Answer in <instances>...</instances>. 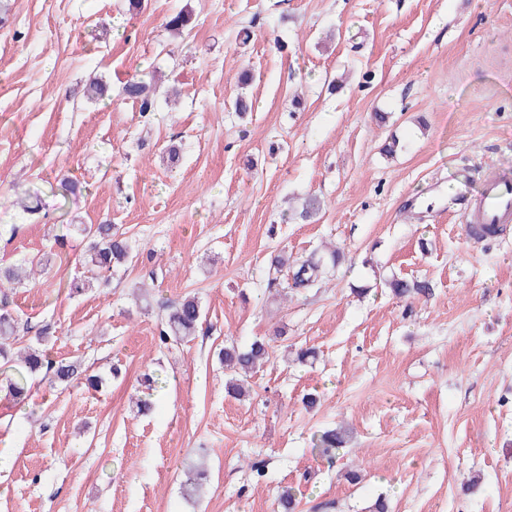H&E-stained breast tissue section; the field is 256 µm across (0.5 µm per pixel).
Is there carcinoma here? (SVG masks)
<instances>
[{
	"mask_svg": "<svg viewBox=\"0 0 512 512\" xmlns=\"http://www.w3.org/2000/svg\"><path fill=\"white\" fill-rule=\"evenodd\" d=\"M190 15L177 13L165 24L173 35H182L188 27ZM120 95L139 103L141 112H152L156 105V89L143 78L133 77L122 87ZM81 236L87 239L88 246L84 255L87 271L95 279H109L112 270L129 259L128 246L121 234L114 231L110 224H75ZM319 265L305 261L292 271V287L305 288L319 277ZM389 288L400 298L409 299L415 295L428 293L430 284L426 281H408L393 279ZM165 325L160 332L159 341L163 345L181 343L196 334L203 316V309L195 297H184L166 305ZM16 322L14 314L4 304L0 305V365L8 369V373L0 378V388L18 403L28 398V379L40 374L47 377L53 384L69 385L84 380L94 388L103 384L98 375H87L75 362L51 359L46 343L50 332L44 330L35 337V342L12 351V341L16 340ZM266 354L265 344L255 341L245 350L235 346L226 347L222 351L224 366L248 372ZM315 447L322 456L333 459L336 450L344 447L345 436L337 430H325L314 436Z\"/></svg>",
	"mask_w": 512,
	"mask_h": 512,
	"instance_id": "cac0c4a2",
	"label": "carcinoma"
}]
</instances>
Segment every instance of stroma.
<instances>
[{
    "instance_id": "35a3bbf8",
    "label": "stroma",
    "mask_w": 512,
    "mask_h": 512,
    "mask_svg": "<svg viewBox=\"0 0 512 512\" xmlns=\"http://www.w3.org/2000/svg\"><path fill=\"white\" fill-rule=\"evenodd\" d=\"M10 8L0 266L36 269L7 306L29 333L50 327L53 359L107 381L37 377L27 404L0 395V512H279L287 485L297 512H372L380 497L388 512H512V223L472 239L455 198L458 180L475 194L512 169V0ZM181 11L193 27L175 40L165 23ZM153 70L145 118L120 91ZM95 76L111 98L88 99ZM240 95L249 111H233ZM65 178L83 192L60 196ZM30 194L38 213L11 207ZM310 195L320 214L291 220ZM66 224L114 225L130 246L75 297L62 285L85 275L86 242ZM334 247L342 263L310 288L271 265ZM394 277L430 291L396 298ZM187 295L204 310L196 335L159 345L163 303ZM257 340L268 358L235 399L218 352ZM306 348L314 364L296 361ZM340 425L351 440L331 462L312 440ZM199 463L195 500L182 481Z\"/></svg>"
}]
</instances>
